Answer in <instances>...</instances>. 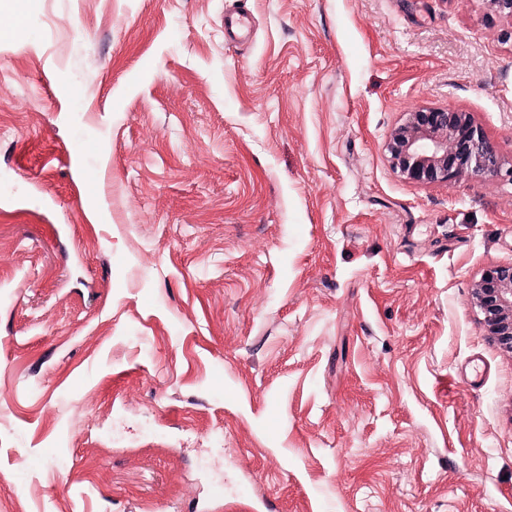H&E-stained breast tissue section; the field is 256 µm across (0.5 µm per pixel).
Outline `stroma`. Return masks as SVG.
<instances>
[{
    "mask_svg": "<svg viewBox=\"0 0 512 512\" xmlns=\"http://www.w3.org/2000/svg\"><path fill=\"white\" fill-rule=\"evenodd\" d=\"M509 28L36 0L0 38V512H512V353L472 300L512 181L386 149L452 107L512 165Z\"/></svg>",
    "mask_w": 512,
    "mask_h": 512,
    "instance_id": "35a3bbf8",
    "label": "stroma"
}]
</instances>
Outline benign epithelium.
<instances>
[{"mask_svg": "<svg viewBox=\"0 0 512 512\" xmlns=\"http://www.w3.org/2000/svg\"><path fill=\"white\" fill-rule=\"evenodd\" d=\"M388 151L393 168L420 184L452 183L465 177L505 174L499 155L467 112L447 108L416 109L397 126ZM488 334L512 352V263L491 267L472 288Z\"/></svg>", "mask_w": 512, "mask_h": 512, "instance_id": "1", "label": "benign epithelium"}]
</instances>
